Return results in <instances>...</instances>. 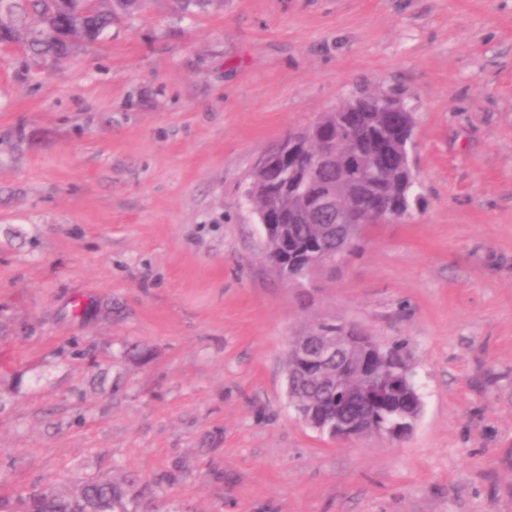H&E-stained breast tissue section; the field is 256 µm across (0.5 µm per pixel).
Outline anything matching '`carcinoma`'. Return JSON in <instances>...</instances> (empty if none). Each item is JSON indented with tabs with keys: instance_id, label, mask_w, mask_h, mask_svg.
<instances>
[{
	"instance_id": "carcinoma-1",
	"label": "carcinoma",
	"mask_w": 512,
	"mask_h": 512,
	"mask_svg": "<svg viewBox=\"0 0 512 512\" xmlns=\"http://www.w3.org/2000/svg\"><path fill=\"white\" fill-rule=\"evenodd\" d=\"M140 0H10L0 6V29L13 44L35 61L64 58L75 49L100 40L122 18L133 14ZM395 94L364 87L344 102L341 112L328 116L325 133L330 137L348 130L344 149L322 162L315 181L309 178V160L284 173L276 167L255 168L244 195L254 211L270 215L268 259L277 274L310 277L318 269L334 268L359 248L360 241L339 249L336 224L307 213L295 223L281 218L293 214L292 206L306 190L341 182L347 187L345 204L351 219L377 223L393 215L412 216L420 194L413 169L400 164L392 152L401 147L399 117L390 111ZM378 367L399 370L400 378L384 401L361 400L346 404L324 377L305 373L293 354L286 357L289 405L296 415L317 423L320 434L336 432V423L362 427L377 424L389 431L406 416L416 413L420 393L412 380L405 355V342L393 341ZM134 481L82 482L68 496L44 491L21 499L19 512H137L130 494Z\"/></svg>"
}]
</instances>
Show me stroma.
<instances>
[{"label": "stroma", "mask_w": 512, "mask_h": 512, "mask_svg": "<svg viewBox=\"0 0 512 512\" xmlns=\"http://www.w3.org/2000/svg\"><path fill=\"white\" fill-rule=\"evenodd\" d=\"M366 81L415 112L424 207L287 284L243 190ZM324 318L407 340L405 441L289 406ZM129 474L141 512H512V0H144L0 50V501Z\"/></svg>", "instance_id": "obj_1"}]
</instances>
